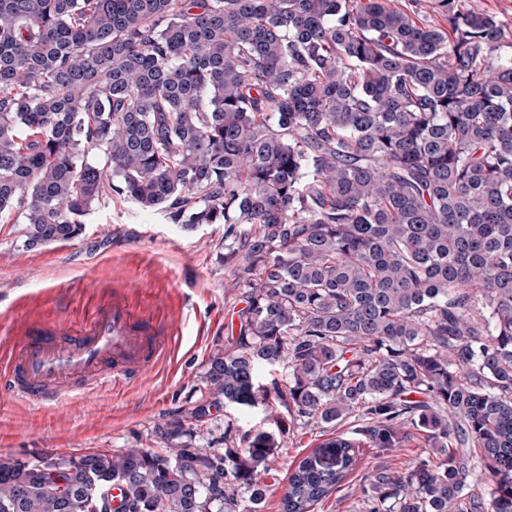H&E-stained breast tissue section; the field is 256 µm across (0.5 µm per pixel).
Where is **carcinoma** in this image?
I'll return each instance as SVG.
<instances>
[{
    "label": "carcinoma",
    "instance_id": "cac0c4a2",
    "mask_svg": "<svg viewBox=\"0 0 512 512\" xmlns=\"http://www.w3.org/2000/svg\"><path fill=\"white\" fill-rule=\"evenodd\" d=\"M443 2L446 31L381 0H0V218L27 249L113 194L224 225L244 307L192 415L271 388L320 428L283 512L414 442L361 479L365 512H512V62L494 16ZM157 435L66 459V497L0 457V512H110L92 481L121 512L257 509L274 432Z\"/></svg>",
    "mask_w": 512,
    "mask_h": 512
}]
</instances>
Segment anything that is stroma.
Returning <instances> with one entry per match:
<instances>
[{
    "instance_id": "stroma-1",
    "label": "stroma",
    "mask_w": 512,
    "mask_h": 512,
    "mask_svg": "<svg viewBox=\"0 0 512 512\" xmlns=\"http://www.w3.org/2000/svg\"><path fill=\"white\" fill-rule=\"evenodd\" d=\"M22 225L0 221V347L19 345L32 323L71 327L99 307L125 300L149 311L156 298L170 300L158 318L172 338V351L149 377L115 389L102 387L64 404L0 399V455L32 461L93 451L159 448L157 428L186 421L204 390L213 353L224 345L226 325L240 303L219 257L224 227L188 230L162 211H145L132 200L112 197L85 217L77 239L33 249L23 245ZM284 408L233 406L215 412L197 438L219 440L226 424L274 428ZM316 431L289 434L259 480L267 493L260 512H281L293 465L310 453ZM425 453L418 444L382 450L364 448L359 466L315 512H364L360 479L377 466L405 468Z\"/></svg>"
}]
</instances>
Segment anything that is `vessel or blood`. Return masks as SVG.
Instances as JSON below:
<instances>
[{
    "instance_id": "vessel-or-blood-1",
    "label": "vessel or blood",
    "mask_w": 512,
    "mask_h": 512,
    "mask_svg": "<svg viewBox=\"0 0 512 512\" xmlns=\"http://www.w3.org/2000/svg\"><path fill=\"white\" fill-rule=\"evenodd\" d=\"M167 340L153 313L138 315L115 301L77 329L33 328L0 362V394L63 403L99 387L140 381L162 359Z\"/></svg>"
}]
</instances>
